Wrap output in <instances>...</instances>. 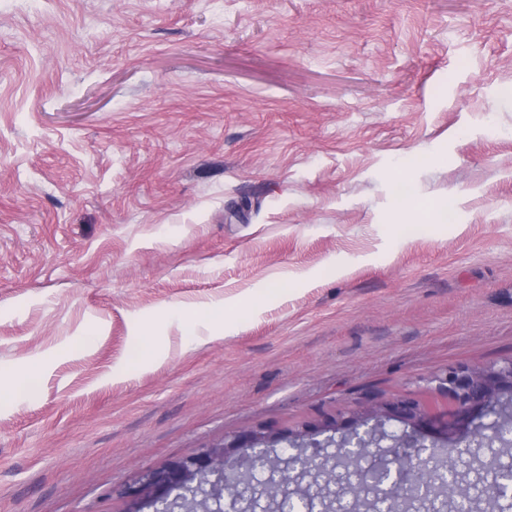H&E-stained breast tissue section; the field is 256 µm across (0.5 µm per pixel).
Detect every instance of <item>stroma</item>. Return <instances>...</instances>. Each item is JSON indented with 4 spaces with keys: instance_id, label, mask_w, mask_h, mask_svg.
Listing matches in <instances>:
<instances>
[{
    "instance_id": "obj_1",
    "label": "stroma",
    "mask_w": 512,
    "mask_h": 512,
    "mask_svg": "<svg viewBox=\"0 0 512 512\" xmlns=\"http://www.w3.org/2000/svg\"><path fill=\"white\" fill-rule=\"evenodd\" d=\"M33 355L0 512H125L370 399L446 418L435 376L512 358V0H0V384Z\"/></svg>"
}]
</instances>
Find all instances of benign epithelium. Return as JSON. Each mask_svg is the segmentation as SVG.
Returning a JSON list of instances; mask_svg holds the SVG:
<instances>
[{
    "mask_svg": "<svg viewBox=\"0 0 512 512\" xmlns=\"http://www.w3.org/2000/svg\"><path fill=\"white\" fill-rule=\"evenodd\" d=\"M455 405L454 412L444 421L431 416L415 399L397 397L382 403H372L346 420L337 419L306 423L292 431H275L253 427L240 431L224 441L197 449L194 453L172 460L162 466L141 471L135 481L126 486L127 512H172L182 496L192 494L200 483L206 484L209 506L224 504V512H246L251 494L238 481L235 469L241 465L237 451L251 450V462L270 459L277 447L292 450L288 458L273 459L282 469L283 488L295 486L300 492L299 479L327 462L325 444L316 436L334 431L342 433L345 458H378L379 440L392 442L397 449L391 461L380 472L385 478L384 489L391 499L413 497L420 488L424 472L421 460L435 462L440 448L454 447L459 453L468 451L470 437L492 430L495 422L482 419L494 413L503 397L512 396V359L489 364H465L451 367L443 376L435 377ZM396 421L400 427L393 431L385 425ZM339 486L351 503H356L365 481L362 471H346L336 476Z\"/></svg>",
    "mask_w": 512,
    "mask_h": 512,
    "instance_id": "benign-epithelium-1",
    "label": "benign epithelium"
}]
</instances>
